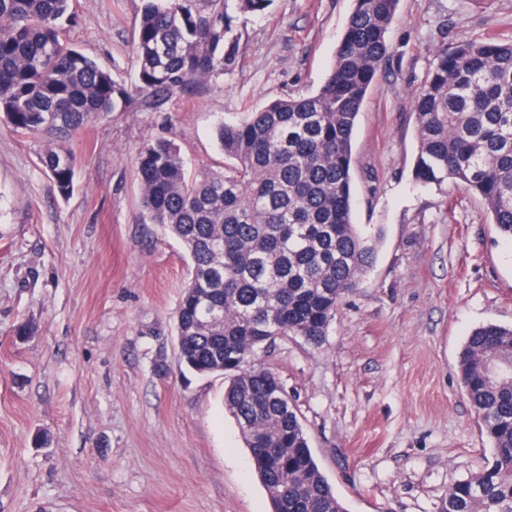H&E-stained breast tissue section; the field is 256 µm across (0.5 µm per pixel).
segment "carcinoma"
<instances>
[{
  "instance_id": "1",
  "label": "carcinoma",
  "mask_w": 512,
  "mask_h": 512,
  "mask_svg": "<svg viewBox=\"0 0 512 512\" xmlns=\"http://www.w3.org/2000/svg\"><path fill=\"white\" fill-rule=\"evenodd\" d=\"M73 0H0V122L45 136L40 155L66 196L76 156L58 139L116 111L128 88L65 38ZM272 0H238L244 14ZM398 0H354L328 75L315 93L287 95L222 123L224 171L189 176L162 140L136 159L141 203L184 245L191 277L176 311L179 364L222 372L225 405L249 448L271 512H346L322 475L280 378L255 364L278 337L319 344L336 309L375 260L372 234L353 222L352 138ZM235 26L226 0H142L133 50L135 90L170 94L224 73ZM415 180H453L483 200L512 241V42L461 41L434 50L414 91ZM512 328L474 329L459 354L460 384L491 457L448 488L439 512H512Z\"/></svg>"
}]
</instances>
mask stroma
<instances>
[{
	"mask_svg": "<svg viewBox=\"0 0 512 512\" xmlns=\"http://www.w3.org/2000/svg\"><path fill=\"white\" fill-rule=\"evenodd\" d=\"M73 8L70 41L135 85L141 0ZM352 8L273 0L238 15L222 75L133 93L69 141L66 197L42 140L0 124V512H270L224 374L178 364L190 261L146 219L135 158L169 140L188 168L221 169L218 124L318 90ZM488 38L512 41V0H398L353 136V220L381 229L375 262L322 344L287 336L256 355L347 512H439L491 455L456 360L475 327L512 326V242L477 195L416 183L412 102L434 48ZM23 321L36 332L20 341Z\"/></svg>",
	"mask_w": 512,
	"mask_h": 512,
	"instance_id": "stroma-1",
	"label": "stroma"
}]
</instances>
